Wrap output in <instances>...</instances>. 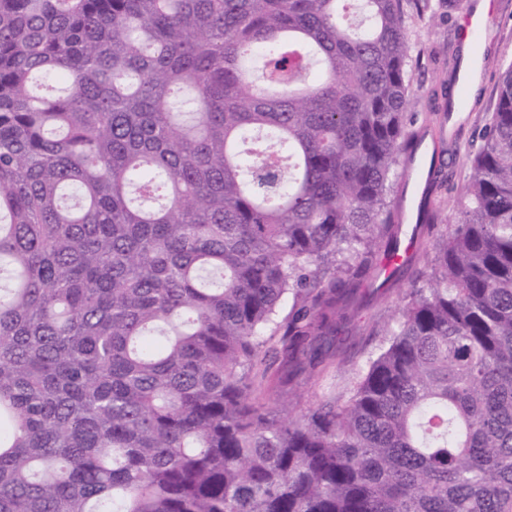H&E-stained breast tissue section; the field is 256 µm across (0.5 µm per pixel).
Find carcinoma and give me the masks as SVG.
Masks as SVG:
<instances>
[{
    "instance_id": "1",
    "label": "carcinoma",
    "mask_w": 512,
    "mask_h": 512,
    "mask_svg": "<svg viewBox=\"0 0 512 512\" xmlns=\"http://www.w3.org/2000/svg\"><path fill=\"white\" fill-rule=\"evenodd\" d=\"M401 0H0V512H512V67L431 287ZM378 285L376 281L372 287L360 290L357 301L346 310L347 324L336 336V348L352 346V351L356 353L352 372L365 367L378 344V341L369 340L373 336H365V333L362 336V329L372 323H376L379 332L390 329L396 321L397 307L409 299L413 289L427 288L429 281L428 276L416 281L403 277L388 282L382 288ZM342 386L343 380L339 376L327 380L300 381L291 387L289 396L293 404L300 403L301 407H307L319 403L325 396L334 393L335 389L337 394Z\"/></svg>"
}]
</instances>
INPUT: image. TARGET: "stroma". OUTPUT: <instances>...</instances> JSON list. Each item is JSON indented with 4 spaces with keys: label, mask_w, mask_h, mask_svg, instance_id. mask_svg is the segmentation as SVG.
<instances>
[{
    "label": "stroma",
    "mask_w": 512,
    "mask_h": 512,
    "mask_svg": "<svg viewBox=\"0 0 512 512\" xmlns=\"http://www.w3.org/2000/svg\"><path fill=\"white\" fill-rule=\"evenodd\" d=\"M479 0H403L404 29L409 47L408 77L412 87L407 114L412 144L435 143L436 163L442 164L439 179L422 178V219L400 215L405 173L412 169L410 153H403L398 176L390 194L391 210L397 213L402 234H414L425 246L445 236L449 218L460 206L471 160L481 145V133L495 106L498 76L512 66V0H490L493 21L479 44L461 41L458 24L464 11ZM479 62V84L462 89L465 54ZM427 278L408 277L384 286L361 289L349 306L348 321L336 344L353 348L354 367L362 369L376 351L363 333L367 325L386 331L396 320V309L410 293L428 287Z\"/></svg>",
    "instance_id": "1"
}]
</instances>
